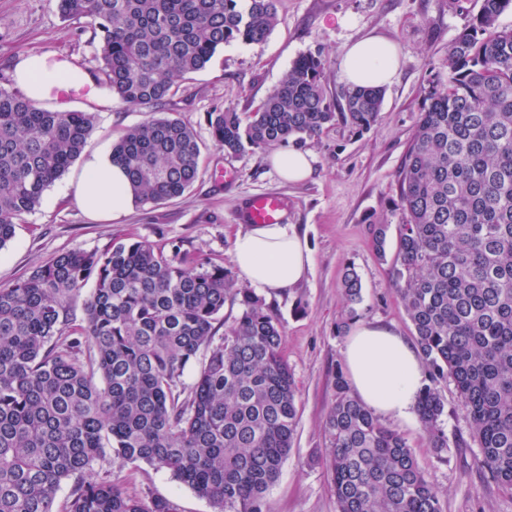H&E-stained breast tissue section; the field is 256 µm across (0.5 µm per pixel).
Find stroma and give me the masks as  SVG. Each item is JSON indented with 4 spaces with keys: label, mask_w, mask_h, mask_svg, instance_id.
<instances>
[{
    "label": "stroma",
    "mask_w": 512,
    "mask_h": 512,
    "mask_svg": "<svg viewBox=\"0 0 512 512\" xmlns=\"http://www.w3.org/2000/svg\"><path fill=\"white\" fill-rule=\"evenodd\" d=\"M477 0L460 10L448 0H278L279 23L262 42H235L218 50L207 67L182 82L166 112L192 128L206 147L192 187L166 203L137 204L116 222L95 221L63 195L76 178L71 166L45 192L40 206L22 215L13 238L0 248V287H7L54 255L80 248L94 251L119 239H145L178 246L232 269V243L242 225L233 221L241 196L267 193L288 201L287 223L296 225L312 252L304 280L262 299L279 317L282 349L298 386L299 420L292 447L267 493L271 512H337L326 453L324 423L334 398L337 365L344 362L345 335L336 331L344 309L341 278L352 267L362 280L361 322L378 323L412 338L413 328L392 287L389 263L379 261L368 232L397 194V172L416 126L423 91L448 57V45L477 12ZM378 33L392 41L399 72L384 90L377 123L363 136L336 125L307 140L313 156L309 179L289 183L267 163L266 150L230 155L209 143L207 112L252 111L301 55H321L329 64L328 94L341 86L344 47ZM99 33L86 23L63 20L56 0H0V87L16 90L13 68L25 53L65 58L85 73L96 72ZM72 108L95 113L96 130L85 150H108L127 127L145 119V109L81 95ZM232 168L233 184L219 181ZM450 445L443 456L430 448L419 419L392 421L414 448L419 465L441 491L443 512H512V492L493 484L474 463L479 452L453 384L439 386ZM97 478L132 496H159L177 512H214L210 503L175 480L169 471L130 463L105 453Z\"/></svg>",
    "instance_id": "1"
}]
</instances>
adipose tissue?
Instances as JSON below:
<instances>
[{
	"mask_svg": "<svg viewBox=\"0 0 512 512\" xmlns=\"http://www.w3.org/2000/svg\"><path fill=\"white\" fill-rule=\"evenodd\" d=\"M398 71L393 42L368 35L347 46L340 57V77L350 86L390 84ZM16 81L33 103H43L57 86H79L87 74L61 69L45 56L19 58ZM74 198L92 219L114 221L135 206V195L123 168L108 151L88 155L73 187ZM232 258L239 274L260 288L281 292L296 285L312 265L305 237L291 224H261L236 236ZM345 368L360 401L374 413L408 419L423 386L424 368L416 348L393 330L374 324L356 325L347 340Z\"/></svg>",
	"mask_w": 512,
	"mask_h": 512,
	"instance_id": "obj_1",
	"label": "adipose tissue"
}]
</instances>
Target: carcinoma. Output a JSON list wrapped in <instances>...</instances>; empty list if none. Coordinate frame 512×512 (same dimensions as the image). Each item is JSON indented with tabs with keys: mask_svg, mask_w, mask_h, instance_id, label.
Returning a JSON list of instances; mask_svg holds the SVG:
<instances>
[{
	"mask_svg": "<svg viewBox=\"0 0 512 512\" xmlns=\"http://www.w3.org/2000/svg\"><path fill=\"white\" fill-rule=\"evenodd\" d=\"M63 18L100 33L92 77L120 101L150 111L112 145L139 201L182 196L197 178L193 129L159 115L176 86L232 42L260 43L278 24L276 0H57ZM512 0H481L448 44L446 71L424 90L398 173L399 216L387 257V217L369 224L427 368L418 419L431 447L451 381L469 419L477 466L512 492ZM328 62L298 57L254 111L214 110L213 146L228 154L302 144L342 123H376L382 90L327 94ZM92 112L40 108L0 88V248L16 220L80 157ZM94 281L84 323L67 296ZM346 330L360 314L362 281L342 280ZM242 308L215 341L227 298ZM276 314L224 265L163 243L126 239L102 251L53 256L0 288V512H177L159 497H132L93 476L110 449L166 469L215 512H270L298 423L297 388ZM93 350L91 368L83 356ZM206 358L188 396L181 378ZM324 430L338 512H443L441 497L406 438L351 393L336 368Z\"/></svg>",
	"mask_w": 512,
	"mask_h": 512,
	"instance_id": "obj_1",
	"label": "carcinoma"
}]
</instances>
